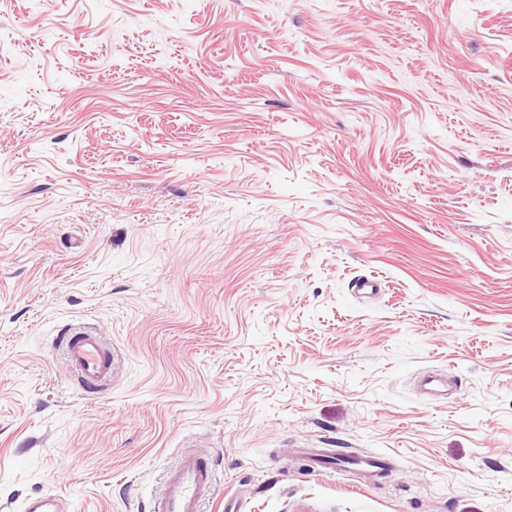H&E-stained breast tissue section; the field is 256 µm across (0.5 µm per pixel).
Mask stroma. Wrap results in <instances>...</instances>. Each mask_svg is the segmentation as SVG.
<instances>
[{"label": "stroma", "instance_id": "stroma-1", "mask_svg": "<svg viewBox=\"0 0 512 512\" xmlns=\"http://www.w3.org/2000/svg\"><path fill=\"white\" fill-rule=\"evenodd\" d=\"M197 444L204 512H512V0H0V512ZM58 342L85 389L95 390L112 377V354L97 336L88 331H69ZM355 465L367 478L364 483L372 482L392 467L391 459L384 454L363 452L354 455Z\"/></svg>", "mask_w": 512, "mask_h": 512}]
</instances>
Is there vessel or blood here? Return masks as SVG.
I'll return each instance as SVG.
<instances>
[{"mask_svg": "<svg viewBox=\"0 0 512 512\" xmlns=\"http://www.w3.org/2000/svg\"><path fill=\"white\" fill-rule=\"evenodd\" d=\"M70 366L78 373L85 389L94 390L112 376V354L97 336L87 331H71L60 337ZM358 469L367 479L381 476L392 467L387 455L363 452L355 457ZM213 460L209 452L188 451L166 474L154 512H201L202 503L213 490ZM22 512H67L66 501L55 494L25 498Z\"/></svg>", "mask_w": 512, "mask_h": 512, "instance_id": "b4317fda", "label": "vessel or blood"}]
</instances>
